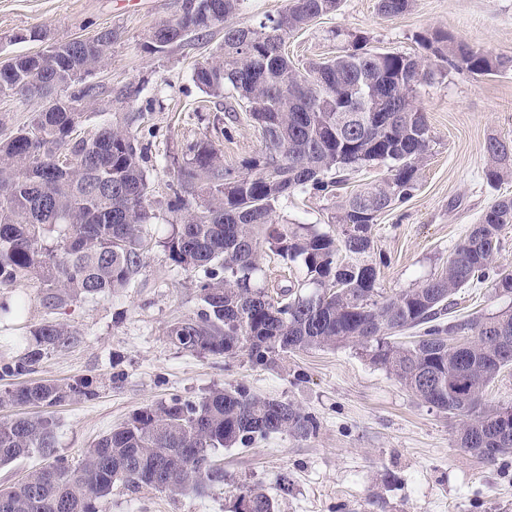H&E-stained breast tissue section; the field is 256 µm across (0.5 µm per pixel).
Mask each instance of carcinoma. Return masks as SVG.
<instances>
[{"label":"carcinoma","mask_w":512,"mask_h":512,"mask_svg":"<svg viewBox=\"0 0 512 512\" xmlns=\"http://www.w3.org/2000/svg\"><path fill=\"white\" fill-rule=\"evenodd\" d=\"M246 0H182L181 15L156 26L147 49L160 52L191 32H207L244 8ZM340 0H289L278 17L257 28L227 27L213 57L194 69L193 81L221 98L234 92L260 130L264 150L224 166L211 141L193 139L173 157L166 202L180 217L162 241L170 260L195 277L201 307L168 331L174 344L194 352L254 366L309 348L358 343L418 400L462 416L458 447L488 463L508 465L501 415L512 405H493L485 389L512 365V311L472 313L448 322L452 297L490 282L512 295V270L493 265L501 232L512 224V198L495 200L457 244L448 264L416 287L386 296L368 260L372 227L379 217L413 196L431 154L432 136L414 105L417 88L434 76L433 62L475 75L512 70L511 55H491L440 32L423 39L432 57L351 48L304 71L283 46L290 34L337 10ZM414 0H377V12L400 16ZM116 31L55 43L42 64L18 55L0 66V98L41 106L28 125L0 143V288L35 280L44 305L60 310L79 299L116 296L129 287L145 249L144 226L155 218L145 163L152 130L136 136L139 120L103 122L79 135L86 113L75 111L99 95L83 83L109 56ZM490 185L512 180V141L492 137L484 146ZM383 166L387 175L336 206L337 235L308 224L275 220L280 203L297 193L343 188L350 175ZM299 260L304 279L289 285L258 284L260 247ZM417 328L409 342L392 334ZM34 343L18 359L0 362V379L34 370L48 353L68 345L77 331L55 320L31 330ZM453 336H505L508 346ZM91 384L38 382L0 392L2 404L51 406L90 397ZM316 419L291 402L245 386L213 389L197 399L173 395L148 405L102 436L74 464L56 454L55 423L45 416L0 420V466L35 452L43 463L21 482L0 487V512H99L98 501L121 486L170 496L224 485L214 465L221 448L249 447L272 434L306 439ZM250 512H276L261 486L238 496Z\"/></svg>","instance_id":"carcinoma-1"}]
</instances>
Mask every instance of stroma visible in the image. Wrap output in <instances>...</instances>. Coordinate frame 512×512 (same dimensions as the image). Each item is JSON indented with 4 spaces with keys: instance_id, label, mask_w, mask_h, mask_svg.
<instances>
[{
    "instance_id": "1",
    "label": "stroma",
    "mask_w": 512,
    "mask_h": 512,
    "mask_svg": "<svg viewBox=\"0 0 512 512\" xmlns=\"http://www.w3.org/2000/svg\"><path fill=\"white\" fill-rule=\"evenodd\" d=\"M181 5L0 0V64L56 42L116 30L110 58L88 78L104 92L89 109L86 126L138 112L140 127L157 133L147 164L155 217L145 228L149 245L129 288L52 311L39 285L22 281L8 294L24 298V312L0 318V359L23 355L31 329L43 321L54 319L78 332L34 372L0 381V391L38 381L88 380L93 396L51 407L0 406V419L52 418L58 454L76 462L140 408L175 394L198 398L214 388L243 385L299 405L315 416L317 432L305 440L276 434L248 448L219 450L224 484L205 495L135 494L117 487L99 502L100 512H230L235 498L255 485L275 498L278 512H512V465L490 464L459 448L457 418L414 397L362 346L311 348L257 367L243 354L224 359L168 340L170 326L193 315L200 300L193 278L174 266L161 245L175 220L165 206L172 180L165 157L183 141L203 138L223 150L226 167L238 170L263 145L236 97L211 98L192 81L195 66L222 43L223 26L167 51H148L152 30L178 18ZM30 30L40 31L41 39L11 42L12 34ZM438 31L512 55V0H415L409 12L392 18L378 14L376 0H341L336 12L292 33L286 49L304 67L340 54L357 34L370 49L420 56V36ZM120 87L136 90V97L111 100L109 89ZM415 103L434 140L432 155L413 197L386 212L372 230V259L390 295L439 271L480 214L496 199L512 197V180L492 186L484 176L488 138L512 140V71L475 75L444 64L419 88ZM231 112L237 119L227 137L221 120ZM335 209V197L315 191L282 202L276 218L332 234ZM455 300L464 314L512 307V296L495 293L487 283L462 289Z\"/></svg>"
}]
</instances>
